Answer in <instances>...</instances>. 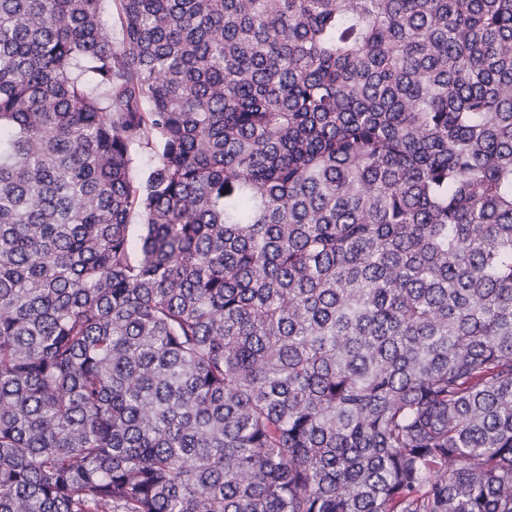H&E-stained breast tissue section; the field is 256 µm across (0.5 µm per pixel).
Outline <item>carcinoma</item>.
Listing matches in <instances>:
<instances>
[{
	"mask_svg": "<svg viewBox=\"0 0 512 512\" xmlns=\"http://www.w3.org/2000/svg\"><path fill=\"white\" fill-rule=\"evenodd\" d=\"M103 2L0 0V512H512V0Z\"/></svg>",
	"mask_w": 512,
	"mask_h": 512,
	"instance_id": "1",
	"label": "carcinoma"
}]
</instances>
